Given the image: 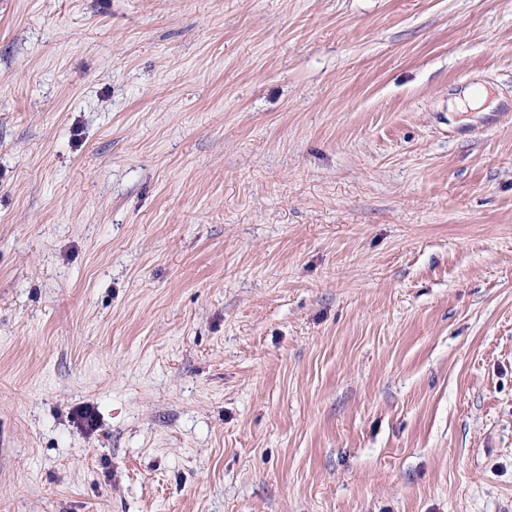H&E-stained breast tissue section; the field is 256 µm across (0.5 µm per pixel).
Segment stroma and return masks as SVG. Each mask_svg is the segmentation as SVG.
I'll list each match as a JSON object with an SVG mask.
<instances>
[{
  "mask_svg": "<svg viewBox=\"0 0 512 512\" xmlns=\"http://www.w3.org/2000/svg\"><path fill=\"white\" fill-rule=\"evenodd\" d=\"M0 512H512V0H0ZM489 91L483 85H475L468 88L461 99L448 105L452 112H488L495 102L489 98Z\"/></svg>",
  "mask_w": 512,
  "mask_h": 512,
  "instance_id": "obj_1",
  "label": "stroma"
}]
</instances>
